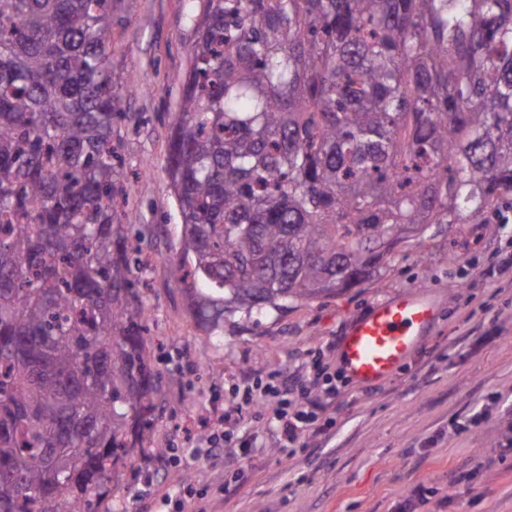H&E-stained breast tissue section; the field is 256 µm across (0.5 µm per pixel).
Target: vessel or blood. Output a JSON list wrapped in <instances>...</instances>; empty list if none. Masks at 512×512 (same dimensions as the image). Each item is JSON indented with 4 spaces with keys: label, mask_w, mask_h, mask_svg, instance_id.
Returning a JSON list of instances; mask_svg holds the SVG:
<instances>
[{
    "label": "vessel or blood",
    "mask_w": 512,
    "mask_h": 512,
    "mask_svg": "<svg viewBox=\"0 0 512 512\" xmlns=\"http://www.w3.org/2000/svg\"><path fill=\"white\" fill-rule=\"evenodd\" d=\"M437 315L427 295H401L375 305L348 326L338 344L346 376L362 386L379 384L405 363Z\"/></svg>",
    "instance_id": "b4317fda"
}]
</instances>
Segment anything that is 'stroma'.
I'll use <instances>...</instances> for the list:
<instances>
[{"label":"stroma","instance_id":"35a3bbf8","mask_svg":"<svg viewBox=\"0 0 512 512\" xmlns=\"http://www.w3.org/2000/svg\"><path fill=\"white\" fill-rule=\"evenodd\" d=\"M112 65L139 88L122 96L113 127L126 193L115 207L147 261L139 290L150 306L147 358L166 390L148 440L156 452L120 468L91 512H160L181 489L186 512H389L424 484L420 512H512V199L486 224H435L392 249L357 287L252 315L214 318L180 283L182 225L166 172L168 136L196 40L197 0H116ZM429 292L438 316L408 362L374 386L340 384L321 415L326 431L293 456L275 425L238 409L239 389L270 375L305 382L314 361L338 372L350 319L401 294ZM225 415L238 445L209 464L188 460L205 445L204 421ZM175 449L166 465L160 449ZM164 478L146 487L147 471ZM185 470L194 478L179 483Z\"/></svg>","mask_w":512,"mask_h":512}]
</instances>
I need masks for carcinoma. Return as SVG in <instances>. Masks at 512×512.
Masks as SVG:
<instances>
[{
    "label": "carcinoma",
    "mask_w": 512,
    "mask_h": 512,
    "mask_svg": "<svg viewBox=\"0 0 512 512\" xmlns=\"http://www.w3.org/2000/svg\"><path fill=\"white\" fill-rule=\"evenodd\" d=\"M166 171L188 296L360 284L512 194V0H201ZM112 0H0V512H75L161 396L112 209Z\"/></svg>",
    "instance_id": "1"
}]
</instances>
